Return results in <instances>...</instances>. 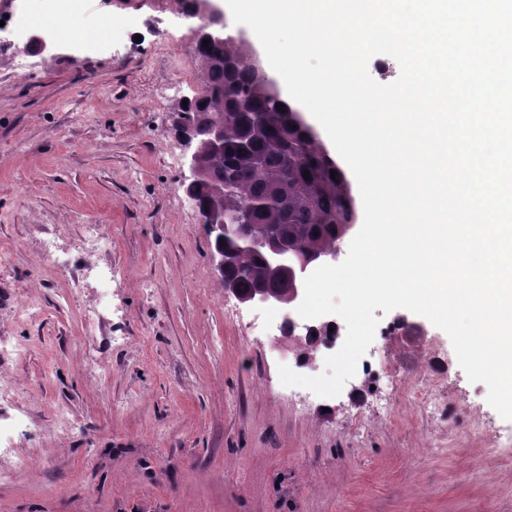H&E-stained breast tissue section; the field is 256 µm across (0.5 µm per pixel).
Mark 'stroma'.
<instances>
[{"instance_id":"obj_1","label":"stroma","mask_w":512,"mask_h":512,"mask_svg":"<svg viewBox=\"0 0 512 512\" xmlns=\"http://www.w3.org/2000/svg\"><path fill=\"white\" fill-rule=\"evenodd\" d=\"M44 2L0 0V20L27 22L0 35V421L25 423L0 457V512H512V421L437 327L369 346L407 373L388 408L360 374L330 398L281 384L300 340L263 335V311L225 293L182 188L175 113L202 83L169 54L193 39L175 0ZM33 30L54 53L26 50ZM88 224L111 249L73 250ZM94 268L112 271L111 308ZM29 300L37 319L18 314Z\"/></svg>"}]
</instances>
